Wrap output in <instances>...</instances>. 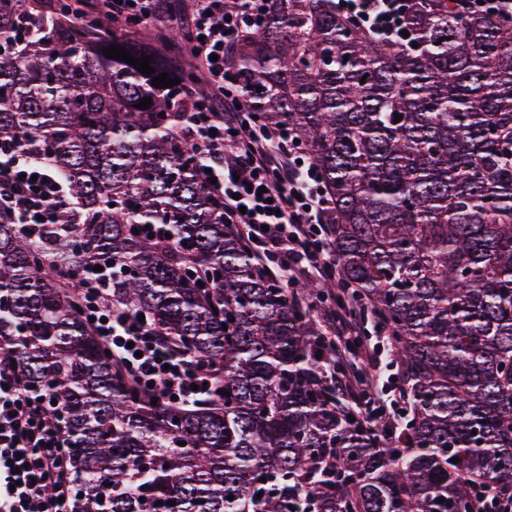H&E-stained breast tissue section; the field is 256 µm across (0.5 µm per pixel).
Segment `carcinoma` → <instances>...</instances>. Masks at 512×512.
Instances as JSON below:
<instances>
[{
  "label": "carcinoma",
  "mask_w": 512,
  "mask_h": 512,
  "mask_svg": "<svg viewBox=\"0 0 512 512\" xmlns=\"http://www.w3.org/2000/svg\"><path fill=\"white\" fill-rule=\"evenodd\" d=\"M4 1L0 31L24 16L33 34L0 47V139L50 166L79 220L0 222V348L60 423L71 512H290L301 495L305 512H488L482 490L507 512L512 17L409 0L413 48L373 39L336 0H268L240 36L249 107L307 150L333 200L341 285L391 331L413 411L381 444L315 376L318 322L198 184L197 153L175 133L193 75L130 31ZM113 45L155 73L106 57ZM162 73L180 84L153 86ZM96 265L112 303L220 368L212 402L154 405L116 373L65 285Z\"/></svg>",
  "instance_id": "obj_1"
}]
</instances>
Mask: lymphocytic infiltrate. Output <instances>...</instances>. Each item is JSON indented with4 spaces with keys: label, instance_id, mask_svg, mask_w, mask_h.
I'll return each mask as SVG.
<instances>
[{
    "label": "lymphocytic infiltrate",
    "instance_id": "lymphocytic-infiltrate-1",
    "mask_svg": "<svg viewBox=\"0 0 512 512\" xmlns=\"http://www.w3.org/2000/svg\"><path fill=\"white\" fill-rule=\"evenodd\" d=\"M374 38L406 45L400 21L407 0H336ZM264 0H188L196 36L199 81L207 94L186 114L182 130L201 162L197 179L224 200V222L248 242L273 279L331 289L336 304L322 311L330 349L316 366L355 403L364 429L398 431L378 397L380 354L369 338L378 327L334 273L332 203L316 166L293 145L287 127H259L239 90L233 55L244 27H256ZM164 0H72L73 24L94 18L118 30L144 33L163 16ZM16 224H72L76 205L61 182L13 140H0V219ZM76 295L112 351L119 373L141 388L192 405L213 398L219 369L160 336L151 320L113 304L107 289L85 276ZM73 474L57 420L27 390L9 352L0 353V512H69Z\"/></svg>",
    "mask_w": 512,
    "mask_h": 512
}]
</instances>
